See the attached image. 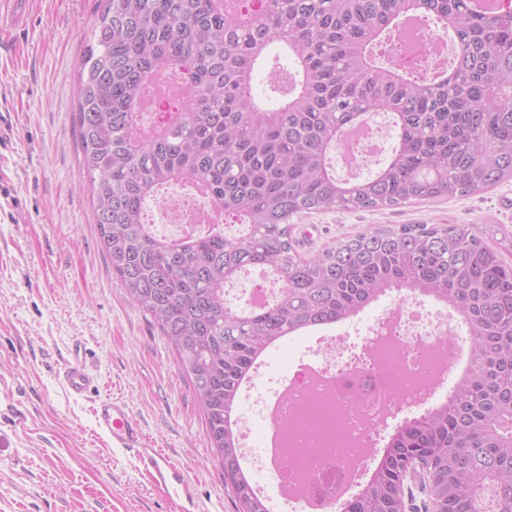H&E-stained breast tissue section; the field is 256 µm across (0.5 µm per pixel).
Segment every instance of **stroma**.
<instances>
[{
	"label": "stroma",
	"mask_w": 512,
	"mask_h": 512,
	"mask_svg": "<svg viewBox=\"0 0 512 512\" xmlns=\"http://www.w3.org/2000/svg\"><path fill=\"white\" fill-rule=\"evenodd\" d=\"M102 0H0V512H237L211 450L193 389L159 329L133 305L105 257L83 191L75 121L77 65ZM23 11L28 23L13 26ZM512 179L452 201L383 211L311 213L294 237L311 255L388 224H469L512 263ZM280 340L265 356L275 378L309 359L318 336ZM81 345L97 379L82 397L58 377ZM124 403L148 447L187 476V493L160 489L141 463L96 427L98 399Z\"/></svg>",
	"instance_id": "stroma-1"
}]
</instances>
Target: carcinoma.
<instances>
[{
    "mask_svg": "<svg viewBox=\"0 0 512 512\" xmlns=\"http://www.w3.org/2000/svg\"><path fill=\"white\" fill-rule=\"evenodd\" d=\"M438 21L454 45L451 79L432 77L388 42L402 17ZM272 97L253 94L270 48ZM159 71L187 86L184 111L146 130L139 112ZM500 96L501 102L487 101ZM391 116V154L364 178L336 175L351 121ZM76 123L95 224L128 299L159 328L192 385L210 448L241 512H270L241 465L242 385L285 336L338 324L389 292L431 296L469 330L472 365L453 394L401 424L376 453L366 488L343 512H512V264L467 224H399L336 241L309 257L292 239L305 213L382 210L479 193L512 177V4L474 0H104L78 65ZM196 183L224 223L159 237L148 202ZM254 268L282 290L256 313L225 286Z\"/></svg>",
    "mask_w": 512,
    "mask_h": 512,
    "instance_id": "1",
    "label": "carcinoma"
}]
</instances>
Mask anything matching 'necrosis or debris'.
Masks as SVG:
<instances>
[{"label":"necrosis or debris","mask_w":512,"mask_h":512,"mask_svg":"<svg viewBox=\"0 0 512 512\" xmlns=\"http://www.w3.org/2000/svg\"><path fill=\"white\" fill-rule=\"evenodd\" d=\"M154 206L176 236H184L204 209L198 196L158 194ZM455 331L431 319L415 297L402 294L366 328L360 345L324 337L314 349L316 377L307 389L296 374L269 388L254 372L246 394L260 392L265 413L288 416L280 445L255 456L279 475L289 512H331L355 468L368 465V451L392 419L426 402L436 391L430 379L437 345H452Z\"/></svg>","instance_id":"necrosis-or-debris-1"}]
</instances>
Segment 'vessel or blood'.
I'll list each match as a JSON object with an SVG mask.
<instances>
[{
	"label": "vessel or blood",
	"mask_w": 512,
	"mask_h": 512,
	"mask_svg": "<svg viewBox=\"0 0 512 512\" xmlns=\"http://www.w3.org/2000/svg\"><path fill=\"white\" fill-rule=\"evenodd\" d=\"M60 379L73 395L83 396L95 389L96 380L84 362L81 348H74ZM95 419L110 445L134 453L157 486L164 489L186 486L180 469L156 449L146 447L142 431L125 404L116 400L100 402L95 408Z\"/></svg>",
	"instance_id": "1"
}]
</instances>
